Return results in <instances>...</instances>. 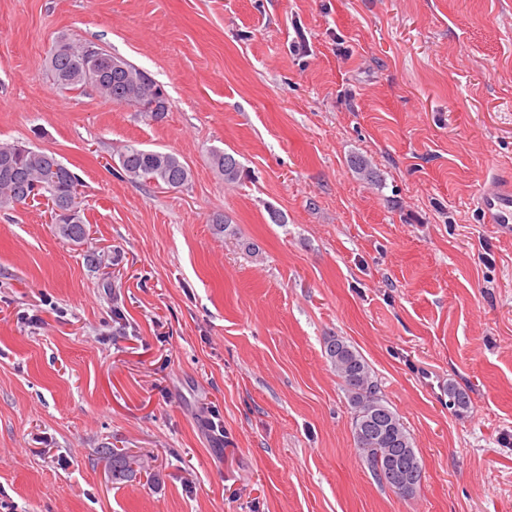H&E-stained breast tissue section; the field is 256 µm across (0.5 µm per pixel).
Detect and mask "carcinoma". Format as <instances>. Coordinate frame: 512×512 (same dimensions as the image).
Listing matches in <instances>:
<instances>
[{
	"instance_id": "obj_1",
	"label": "carcinoma",
	"mask_w": 512,
	"mask_h": 512,
	"mask_svg": "<svg viewBox=\"0 0 512 512\" xmlns=\"http://www.w3.org/2000/svg\"><path fill=\"white\" fill-rule=\"evenodd\" d=\"M120 56L88 42L68 38L56 41L46 56L54 84L61 90L90 88L117 105L138 103V110L160 119L170 109V101L158 82L132 62L112 70V61ZM213 167L227 183H235L244 170L234 155L220 149L211 151ZM124 177L133 181L154 183L178 189L191 177L189 167L171 152L146 150L128 145L119 154ZM80 186L79 176L51 151L35 150L19 142L0 141V210H10L32 196L44 197L51 204V220L61 238L81 243L88 236L81 213L69 212L68 201ZM326 354L340 379L343 391L353 409L355 450L366 464L380 476L385 458L403 451L420 462L411 438L399 415L386 404L363 356L343 338L329 337ZM382 415L388 424V435L361 437L365 422ZM112 455V477H128L141 468L138 455L122 449L108 448Z\"/></svg>"
}]
</instances>
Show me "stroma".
Instances as JSON below:
<instances>
[{
  "instance_id": "stroma-1",
  "label": "stroma",
  "mask_w": 512,
  "mask_h": 512,
  "mask_svg": "<svg viewBox=\"0 0 512 512\" xmlns=\"http://www.w3.org/2000/svg\"><path fill=\"white\" fill-rule=\"evenodd\" d=\"M63 37L149 72L165 118L58 90ZM0 140L81 177L88 230L0 211V512H512V236L473 212L512 177V0H0ZM128 145L188 184L126 181ZM332 336L414 492L357 455ZM211 159L213 167L224 176V182L235 183L243 177L244 170L233 154L214 149L211 151ZM326 354L353 409L352 430L355 450L361 460L367 465H372L374 475L381 482L379 470L383 468L385 458L398 450L413 457L422 469L403 422L399 415L385 404L377 383L372 379L370 367L360 352L343 338L332 336L326 343ZM376 415L385 417L389 425L388 435L370 434V437L362 438L359 430L363 428L362 426L370 428V423L365 422L374 421ZM396 439L398 442H395ZM112 455V477L132 476L137 470H141V461L135 453L116 448H106V454ZM138 468V469H137Z\"/></svg>"
}]
</instances>
